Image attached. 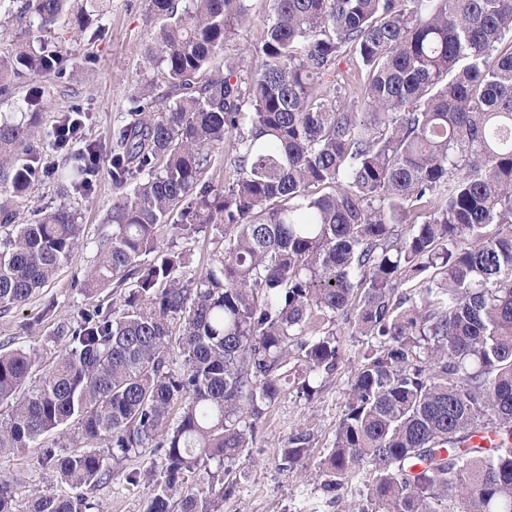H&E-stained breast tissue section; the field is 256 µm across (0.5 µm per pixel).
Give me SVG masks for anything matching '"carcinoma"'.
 I'll list each match as a JSON object with an SVG mask.
<instances>
[{
	"label": "carcinoma",
	"instance_id": "obj_1",
	"mask_svg": "<svg viewBox=\"0 0 512 512\" xmlns=\"http://www.w3.org/2000/svg\"><path fill=\"white\" fill-rule=\"evenodd\" d=\"M70 0H29L36 30ZM166 17L149 50L164 71L112 134V234L81 288L131 285L119 307L58 328L65 350L0 351V454L70 422L85 449L45 450L73 493L20 505L0 473V512H91L118 464L155 448L161 469L127 474L146 512H223L230 465L288 390L312 397L343 348L336 321L367 339L342 416L318 463L326 491L356 489L351 512H512V0H272L262 61L206 75L248 0H149ZM365 71L345 103L344 57ZM63 69L37 36L0 58V92ZM26 123L0 120V308H21L83 242L68 206L14 223L10 206L45 175ZM236 136V177L198 188ZM88 144L53 166L89 190ZM421 211L422 221L410 220ZM224 248L206 275L161 246L173 214ZM152 260H144L146 256ZM417 283L411 294L399 291ZM182 358L168 367L171 347ZM493 437L494 447L474 441ZM313 454L295 431L280 466Z\"/></svg>",
	"mask_w": 512,
	"mask_h": 512
}]
</instances>
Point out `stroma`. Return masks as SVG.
Masks as SVG:
<instances>
[{"instance_id": "obj_1", "label": "stroma", "mask_w": 512, "mask_h": 512, "mask_svg": "<svg viewBox=\"0 0 512 512\" xmlns=\"http://www.w3.org/2000/svg\"><path fill=\"white\" fill-rule=\"evenodd\" d=\"M103 10L91 13L86 26H78L74 11L61 16L47 36L51 45L64 54L61 73L50 72L25 79L14 94L0 96V115L20 122L25 118V98L49 93L52 101L41 117L42 154L46 163L58 155L51 131L62 114L79 108L87 113L86 135L98 147V165L87 193L63 191L51 177L36 185L31 193L16 201L18 223L31 222L36 210L60 205L75 208L84 226V244L57 279L40 289L20 309H0V344L36 351L44 362L55 360L63 343L54 335L60 325L72 323L90 299L81 282L96 259V245L111 234L107 216L112 209V130L124 124L134 103L147 90L160 89L162 77L156 66L145 59V48L163 24L162 16L152 14L148 0H105ZM252 20L237 27L216 58L223 66L225 57L238 59L242 76H250L260 62L271 15L270 0H249ZM163 246H173L191 256L187 274L202 277L212 266L219 247L210 232L183 236L164 225L158 232ZM344 356L332 378L318 386L313 400L287 394L279 399L261 423L255 441L245 457L234 466L231 493L224 498V512H349V495L338 496L322 489L315 477L316 463L326 455L334 439L344 409L349 380L367 350L359 336H344ZM313 434V458L306 471L288 472L280 467V450L295 430ZM75 438H48L32 447L0 455V472L10 474L19 500L50 488L68 494V485L51 483L40 464L44 449L67 453L79 449ZM160 460L155 449L146 448L115 467L111 480L93 492L105 512H144L145 497L140 488L126 484L123 474Z\"/></svg>"}]
</instances>
